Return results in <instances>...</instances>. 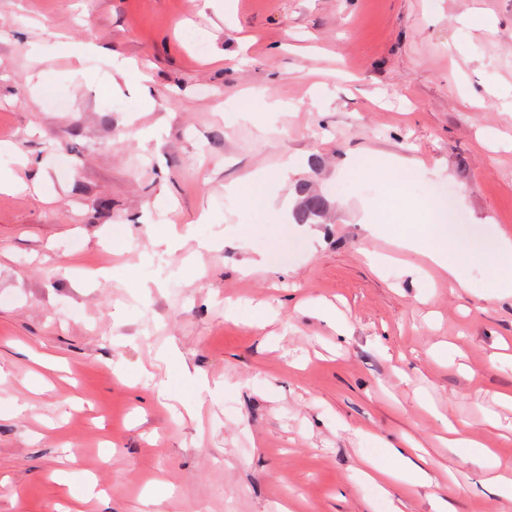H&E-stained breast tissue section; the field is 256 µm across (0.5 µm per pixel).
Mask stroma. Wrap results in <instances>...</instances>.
Masks as SVG:
<instances>
[{
  "label": "stroma",
  "mask_w": 512,
  "mask_h": 512,
  "mask_svg": "<svg viewBox=\"0 0 512 512\" xmlns=\"http://www.w3.org/2000/svg\"><path fill=\"white\" fill-rule=\"evenodd\" d=\"M1 142L0 512H512V0H0ZM351 169L361 170L389 188L401 186L414 174V169L410 166L396 161L357 160L351 163ZM430 242L428 257L430 260L448 271V283L458 288H466V282L462 278L459 266L456 262L448 261L450 250L453 246V239L448 225L439 218L435 224H427L424 228ZM492 268L499 277L501 288L512 294V239L502 237L495 251ZM368 479L377 484L382 490H387L398 482H411L415 479L413 473L407 472L395 465H375L372 472L367 475Z\"/></svg>",
  "instance_id": "35a3bbf8"
}]
</instances>
